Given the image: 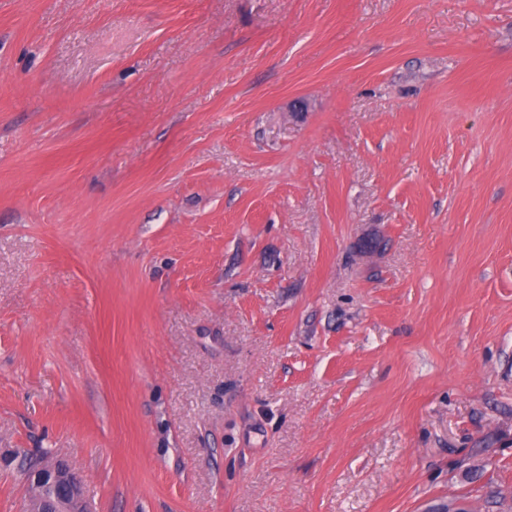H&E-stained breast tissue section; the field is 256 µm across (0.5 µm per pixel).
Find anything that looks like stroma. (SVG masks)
I'll return each instance as SVG.
<instances>
[{
	"instance_id": "35a3bbf8",
	"label": "stroma",
	"mask_w": 512,
	"mask_h": 512,
	"mask_svg": "<svg viewBox=\"0 0 512 512\" xmlns=\"http://www.w3.org/2000/svg\"><path fill=\"white\" fill-rule=\"evenodd\" d=\"M512 512V0H0V512ZM28 485H34L43 495L41 512H88L84 499L83 481L62 461L25 474Z\"/></svg>"
}]
</instances>
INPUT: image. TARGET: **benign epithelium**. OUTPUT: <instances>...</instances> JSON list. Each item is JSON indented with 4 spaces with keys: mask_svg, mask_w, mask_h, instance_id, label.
<instances>
[{
    "mask_svg": "<svg viewBox=\"0 0 512 512\" xmlns=\"http://www.w3.org/2000/svg\"><path fill=\"white\" fill-rule=\"evenodd\" d=\"M25 479L28 484L41 490V512H88L82 479L62 461L30 470L25 474Z\"/></svg>",
    "mask_w": 512,
    "mask_h": 512,
    "instance_id": "7a95c632",
    "label": "benign epithelium"
}]
</instances>
